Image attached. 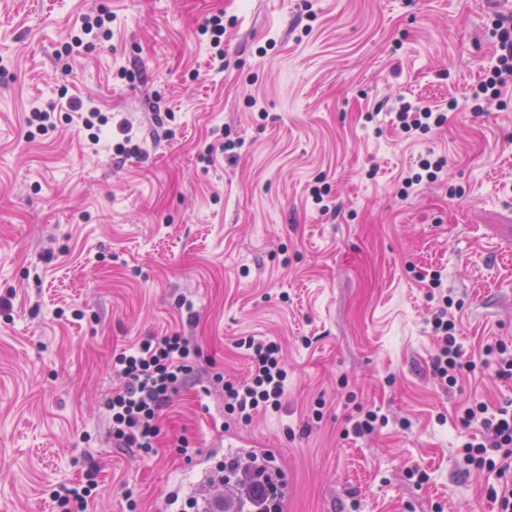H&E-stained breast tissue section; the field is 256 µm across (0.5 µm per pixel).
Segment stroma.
I'll use <instances>...</instances> for the list:
<instances>
[{
    "mask_svg": "<svg viewBox=\"0 0 512 512\" xmlns=\"http://www.w3.org/2000/svg\"><path fill=\"white\" fill-rule=\"evenodd\" d=\"M219 11L217 60L198 29ZM499 11L0 0V512H55L56 484L90 471L83 512H161L174 477L193 487L244 462L241 441L259 442L282 512H497L495 476L462 459L482 429L459 416L476 396L512 403L482 352L512 349V98L469 100L496 63ZM89 12L112 38L71 48ZM74 99L111 116L99 142ZM400 99L447 121L403 132ZM35 106L56 120L31 139ZM128 135L139 154H117ZM431 153L447 165L401 198ZM433 275L478 365L447 390L431 372ZM176 330L204 375L235 383L249 377L239 340L277 341L281 408L245 423L219 385H193L161 412L154 452L113 447V355ZM369 410L372 431L350 434ZM220 436L231 449L211 447Z\"/></svg>",
    "mask_w": 512,
    "mask_h": 512,
    "instance_id": "stroma-1",
    "label": "stroma"
}]
</instances>
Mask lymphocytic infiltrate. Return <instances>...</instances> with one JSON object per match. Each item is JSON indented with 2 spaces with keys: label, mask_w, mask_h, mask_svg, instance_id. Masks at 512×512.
<instances>
[{
  "label": "lymphocytic infiltrate",
  "mask_w": 512,
  "mask_h": 512,
  "mask_svg": "<svg viewBox=\"0 0 512 512\" xmlns=\"http://www.w3.org/2000/svg\"><path fill=\"white\" fill-rule=\"evenodd\" d=\"M495 30L497 63L473 93L476 101L501 97L512 88V14L498 15ZM449 307V302H441L431 318L438 339L432 372L444 387L456 385L459 375L473 368L463 358ZM246 346L251 361L248 381L235 385L226 382L223 376L214 378L224 389L225 409L245 421L258 410L278 409L288 379L275 342L251 339ZM196 353L194 337L175 332L148 337L138 347L113 358V369L123 380L122 386L106 401L110 434L116 447L142 453L155 448L160 434L157 424L160 412L180 389L199 379L198 370L191 362ZM476 419L480 420L484 435L481 441L466 444L465 459L476 469L494 471L502 477V484L491 488L490 494L499 512H512V480L505 478L506 472L512 469V411L502 407L492 415L487 405L476 399L465 408L461 420L468 423Z\"/></svg>",
  "instance_id": "obj_1"
}]
</instances>
